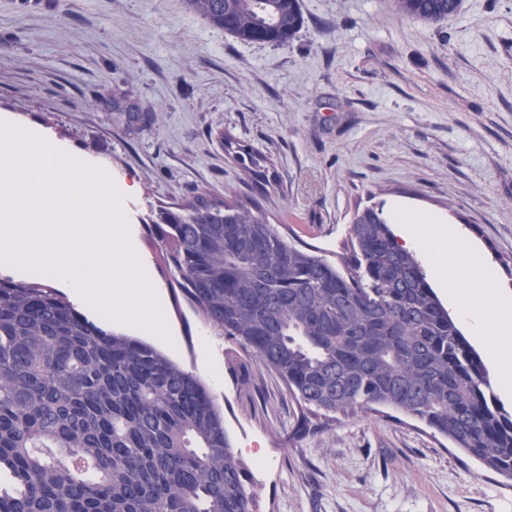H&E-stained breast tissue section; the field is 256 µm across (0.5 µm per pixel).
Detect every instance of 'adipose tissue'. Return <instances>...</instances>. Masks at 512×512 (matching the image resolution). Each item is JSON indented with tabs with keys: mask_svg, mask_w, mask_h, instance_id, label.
<instances>
[{
	"mask_svg": "<svg viewBox=\"0 0 512 512\" xmlns=\"http://www.w3.org/2000/svg\"><path fill=\"white\" fill-rule=\"evenodd\" d=\"M392 220L405 244L426 256L461 319L485 343L496 386L511 393L512 298L498 293L493 269L458 230L433 217L397 209Z\"/></svg>",
	"mask_w": 512,
	"mask_h": 512,
	"instance_id": "ef3b65f1",
	"label": "adipose tissue"
}]
</instances>
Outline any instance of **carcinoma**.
<instances>
[{
  "label": "carcinoma",
  "mask_w": 512,
  "mask_h": 512,
  "mask_svg": "<svg viewBox=\"0 0 512 512\" xmlns=\"http://www.w3.org/2000/svg\"><path fill=\"white\" fill-rule=\"evenodd\" d=\"M242 42L288 44L299 0H185ZM425 23L461 0H393ZM245 179L270 160L237 153ZM174 304L275 372L311 417L385 407L512 480V412L382 209L334 263L247 197L195 195L147 226ZM0 512H254L213 394L150 343L107 331L56 288L0 276Z\"/></svg>",
  "instance_id": "1"
}]
</instances>
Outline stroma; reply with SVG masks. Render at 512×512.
I'll use <instances>...</instances> for the list:
<instances>
[{
	"mask_svg": "<svg viewBox=\"0 0 512 512\" xmlns=\"http://www.w3.org/2000/svg\"><path fill=\"white\" fill-rule=\"evenodd\" d=\"M285 46L244 43L183 0H0V114L136 185L150 267L159 208L241 189L224 134L270 158L253 188L290 241L343 254L356 209L461 228L512 293V0H462L438 25L389 0H300ZM95 100L86 108L85 100ZM171 359L216 397L258 512H512V481L422 422L338 415L295 439L284 382L165 300Z\"/></svg>",
	"mask_w": 512,
	"mask_h": 512,
	"instance_id": "35a3bbf8",
	"label": "stroma"
}]
</instances>
